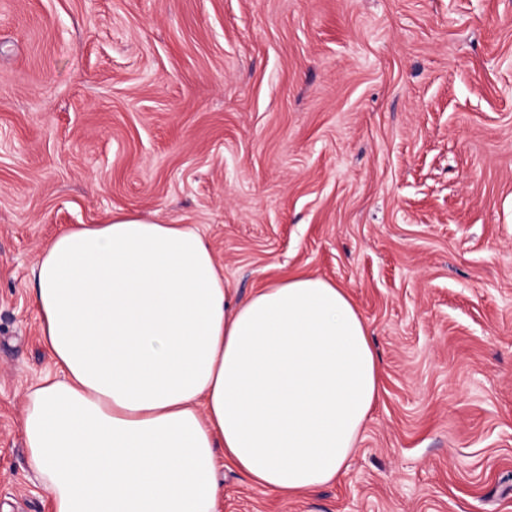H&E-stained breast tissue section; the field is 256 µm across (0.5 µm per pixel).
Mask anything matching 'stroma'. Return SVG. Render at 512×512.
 I'll return each mask as SVG.
<instances>
[{
  "mask_svg": "<svg viewBox=\"0 0 512 512\" xmlns=\"http://www.w3.org/2000/svg\"><path fill=\"white\" fill-rule=\"evenodd\" d=\"M118 212L336 283L382 361L336 482L217 512H512V0H0V512H51L34 261Z\"/></svg>",
  "mask_w": 512,
  "mask_h": 512,
  "instance_id": "obj_1",
  "label": "stroma"
}]
</instances>
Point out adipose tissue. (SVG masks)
<instances>
[{"instance_id":"adipose-tissue-1","label":"adipose tissue","mask_w":512,"mask_h":512,"mask_svg":"<svg viewBox=\"0 0 512 512\" xmlns=\"http://www.w3.org/2000/svg\"><path fill=\"white\" fill-rule=\"evenodd\" d=\"M31 303L57 366L21 426L51 512H216L232 464L292 498L335 482L378 399L335 283L234 299L205 235L131 213L45 243Z\"/></svg>"}]
</instances>
